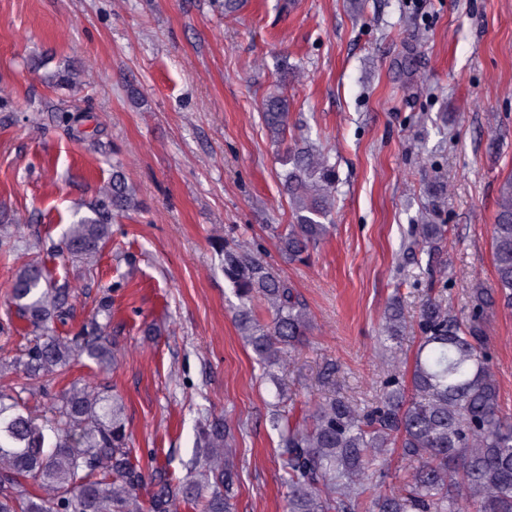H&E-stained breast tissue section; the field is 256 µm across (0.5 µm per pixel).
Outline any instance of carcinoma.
<instances>
[{
  "label": "carcinoma",
  "mask_w": 512,
  "mask_h": 512,
  "mask_svg": "<svg viewBox=\"0 0 512 512\" xmlns=\"http://www.w3.org/2000/svg\"><path fill=\"white\" fill-rule=\"evenodd\" d=\"M262 119L278 144L283 188L292 204L291 223L276 233L290 263H305L332 231L336 166L313 149L288 144V99L266 97ZM137 207L124 176L68 225L50 251L93 274L112 238V220ZM447 232L444 224H418L415 243L427 264L434 262ZM224 278L240 301L238 327L263 375L275 386L268 422L279 437L287 512H512V414L502 410L488 348L486 317L499 304L512 309V178L498 189L492 225L495 283L470 290L468 316L445 307L443 291L428 297L418 319L410 385L397 375L385 380L374 406L362 411L332 395L292 421L281 405L286 393L278 369L285 356L308 341L309 309L268 264L227 242L216 244ZM69 288L44 266L25 262L12 282L10 298L36 340L13 361L0 364V379L20 371L46 389L59 385L74 363L86 358L108 371L116 362L105 330L112 299H100L95 316L79 330L68 329ZM270 305L263 323L255 302ZM407 328L399 297L385 316V349L404 340ZM27 388L0 387V512H234L238 495L229 461L230 427L206 418L196 433L190 477H159L148 503L138 492L145 466L128 448L129 422L121 396L110 384L89 392L72 382L55 394L45 414L33 416Z\"/></svg>",
  "instance_id": "1"
}]
</instances>
